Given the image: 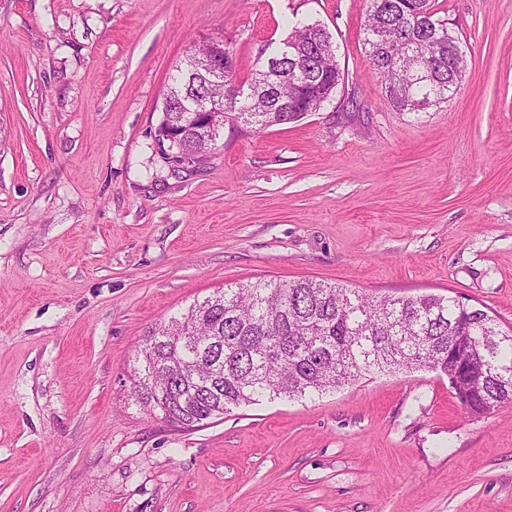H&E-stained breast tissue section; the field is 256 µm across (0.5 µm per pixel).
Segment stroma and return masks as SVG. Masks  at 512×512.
<instances>
[{"instance_id": "obj_1", "label": "stroma", "mask_w": 512, "mask_h": 512, "mask_svg": "<svg viewBox=\"0 0 512 512\" xmlns=\"http://www.w3.org/2000/svg\"><path fill=\"white\" fill-rule=\"evenodd\" d=\"M366 0H0V512H512V407L464 417L446 376L365 375L191 430L131 373L148 328L260 278L436 294L512 329V0H435L467 52L447 104L400 112ZM343 95L225 128L174 176L170 77L218 34L247 77L296 23Z\"/></svg>"}]
</instances>
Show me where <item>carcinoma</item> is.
Masks as SVG:
<instances>
[{"mask_svg": "<svg viewBox=\"0 0 512 512\" xmlns=\"http://www.w3.org/2000/svg\"><path fill=\"white\" fill-rule=\"evenodd\" d=\"M364 46L379 75L389 106L408 111L411 100L448 102V54L459 39L445 20L436 17L432 0H367ZM412 46L415 54L395 65L383 56L370 31ZM277 55L268 44L256 57L248 82L255 95L233 104L224 121L253 114V127L297 122L304 112H267L263 91L288 72L264 70ZM429 66L426 79L414 77ZM193 101L179 111L165 112L154 132V146L163 158L165 136L191 125ZM142 363L135 387L146 370L169 369L158 375L152 395L136 398L151 414L183 427L202 425L241 405L261 399L304 396L345 386L366 371L428 369L452 373L463 356L486 360L470 379V399L460 393L464 415L487 416L512 403V332L499 329L493 316L437 295L406 298L370 297L354 288L299 279H259L226 288L216 297L191 305L181 317L160 323L144 337Z\"/></svg>", "mask_w": 512, "mask_h": 512, "instance_id": "1", "label": "carcinoma"}]
</instances>
